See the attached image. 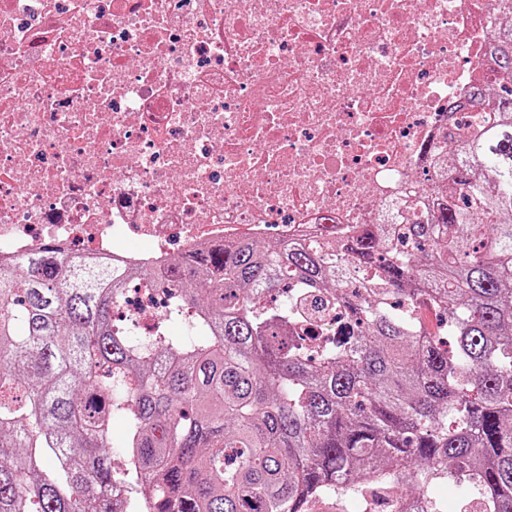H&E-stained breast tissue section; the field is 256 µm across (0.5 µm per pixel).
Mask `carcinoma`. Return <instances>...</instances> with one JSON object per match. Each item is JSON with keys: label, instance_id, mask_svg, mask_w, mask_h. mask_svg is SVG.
Masks as SVG:
<instances>
[{"label": "carcinoma", "instance_id": "1", "mask_svg": "<svg viewBox=\"0 0 512 512\" xmlns=\"http://www.w3.org/2000/svg\"><path fill=\"white\" fill-rule=\"evenodd\" d=\"M487 54L493 92L448 104L458 152L381 233L175 259L158 287L189 336L112 324L142 268L0 261V512H306L407 472L412 498L464 481L512 512L511 23Z\"/></svg>", "mask_w": 512, "mask_h": 512}]
</instances>
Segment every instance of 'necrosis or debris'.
<instances>
[{
	"instance_id": "necrosis-or-debris-1",
	"label": "necrosis or debris",
	"mask_w": 512,
	"mask_h": 512,
	"mask_svg": "<svg viewBox=\"0 0 512 512\" xmlns=\"http://www.w3.org/2000/svg\"><path fill=\"white\" fill-rule=\"evenodd\" d=\"M493 25L492 0H0V258L160 278L179 249L378 229L490 82ZM155 300L116 321L157 335Z\"/></svg>"
}]
</instances>
